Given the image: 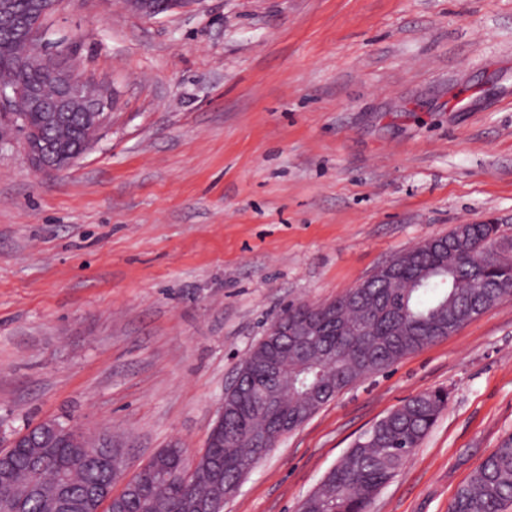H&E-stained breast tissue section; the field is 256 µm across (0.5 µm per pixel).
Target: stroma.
I'll list each match as a JSON object with an SVG mask.
<instances>
[{
    "label": "stroma",
    "instance_id": "35a3bbf8",
    "mask_svg": "<svg viewBox=\"0 0 512 512\" xmlns=\"http://www.w3.org/2000/svg\"><path fill=\"white\" fill-rule=\"evenodd\" d=\"M51 41L116 93L67 170L0 147V430L47 418L201 454L291 302L457 224L512 237V0H55ZM448 405L372 512H448L512 435V300L342 390L224 512H298L376 422Z\"/></svg>",
    "mask_w": 512,
    "mask_h": 512
}]
</instances>
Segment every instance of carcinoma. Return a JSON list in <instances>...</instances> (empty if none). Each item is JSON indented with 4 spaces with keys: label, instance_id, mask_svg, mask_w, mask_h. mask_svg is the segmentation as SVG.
I'll use <instances>...</instances> for the list:
<instances>
[{
    "label": "carcinoma",
    "instance_id": "cac0c4a2",
    "mask_svg": "<svg viewBox=\"0 0 512 512\" xmlns=\"http://www.w3.org/2000/svg\"><path fill=\"white\" fill-rule=\"evenodd\" d=\"M28 0H0V21L25 12ZM26 50L23 37L9 45L0 42V83L38 84L52 90L47 75L28 63H17ZM465 248L454 250L460 226L398 255L392 262L394 287L378 279L351 288L325 304L288 305L277 317L300 321L336 308V324L325 323L314 342L332 358L315 366L307 364L309 339L289 336L279 351L281 377L275 390H284L282 404L288 415L305 422L323 405L358 379L384 370L404 356L448 337V327L460 328L487 309L512 300V260L498 259L493 242L505 239L496 224L466 226ZM434 274L415 283L417 274ZM267 347L259 341L238 369L225 392L224 434L214 435L207 456L223 460L224 492H234L244 474L276 443L271 437L260 448L254 436L271 429L282 415L279 407L267 410L251 397L238 398L266 379L261 356ZM448 404V391L420 393L375 423L348 449L303 501L300 512H371L376 497L397 475L434 426ZM78 438L60 447L41 446V427L30 428V448L11 450L12 480L0 482V501L21 487L36 485L40 492L26 502V512H61L53 491L62 471L71 475L69 502L87 501L90 492L110 488L114 474L92 462L99 441L77 432ZM190 459L182 448L162 449L113 497L104 512H192L193 500L213 493V470L200 462L188 471ZM512 508V436L460 486L448 512H508Z\"/></svg>",
    "mask_w": 512,
    "mask_h": 512
}]
</instances>
